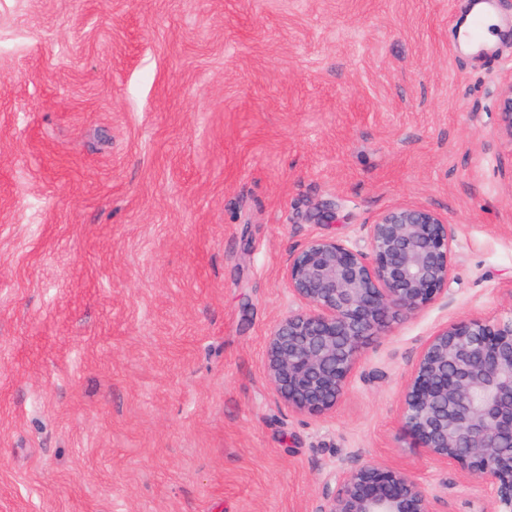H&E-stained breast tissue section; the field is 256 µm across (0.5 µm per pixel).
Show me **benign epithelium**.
Instances as JSON below:
<instances>
[{
	"label": "benign epithelium",
	"mask_w": 512,
	"mask_h": 512,
	"mask_svg": "<svg viewBox=\"0 0 512 512\" xmlns=\"http://www.w3.org/2000/svg\"><path fill=\"white\" fill-rule=\"evenodd\" d=\"M500 115L512 137V85ZM369 252L332 236L288 255V290L302 308L267 337L266 375L289 411L333 412L370 339L448 297L453 256L447 221L395 206L367 225ZM415 448L493 489L490 512H512V318H463L420 347L400 405ZM320 512H440L411 476L364 463L325 483Z\"/></svg>",
	"instance_id": "1"
}]
</instances>
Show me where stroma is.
<instances>
[{
    "instance_id": "1",
    "label": "stroma",
    "mask_w": 512,
    "mask_h": 512,
    "mask_svg": "<svg viewBox=\"0 0 512 512\" xmlns=\"http://www.w3.org/2000/svg\"><path fill=\"white\" fill-rule=\"evenodd\" d=\"M472 3L0 0V512H320L358 463L489 512L399 437L427 337L512 318V0L478 53ZM396 205L448 221L447 299L288 412L289 253Z\"/></svg>"
}]
</instances>
